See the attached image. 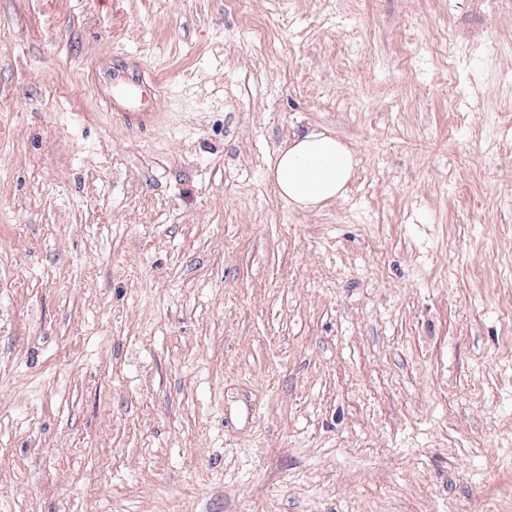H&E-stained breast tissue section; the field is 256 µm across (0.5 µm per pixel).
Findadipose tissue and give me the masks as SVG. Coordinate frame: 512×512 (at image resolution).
<instances>
[{
  "instance_id": "adipose-tissue-1",
  "label": "adipose tissue",
  "mask_w": 512,
  "mask_h": 512,
  "mask_svg": "<svg viewBox=\"0 0 512 512\" xmlns=\"http://www.w3.org/2000/svg\"><path fill=\"white\" fill-rule=\"evenodd\" d=\"M356 166L349 147L333 133L312 130L278 150L269 177L295 209H320L343 197Z\"/></svg>"
}]
</instances>
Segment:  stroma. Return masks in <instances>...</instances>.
<instances>
[{
  "instance_id": "35a3bbf8",
  "label": "stroma",
  "mask_w": 512,
  "mask_h": 512,
  "mask_svg": "<svg viewBox=\"0 0 512 512\" xmlns=\"http://www.w3.org/2000/svg\"><path fill=\"white\" fill-rule=\"evenodd\" d=\"M0 512H512V0H0ZM125 69L124 64L117 65L112 71L111 84L108 87L112 88V95L104 91H101V95L106 98L113 119L119 120L132 128L145 129L154 122L156 113L135 112L134 101L139 92L153 97L158 96L160 87L158 84L157 86H145L130 81L125 76ZM356 166L349 147L333 133L312 130L278 150L269 177L295 209H320L343 197Z\"/></svg>"
}]
</instances>
